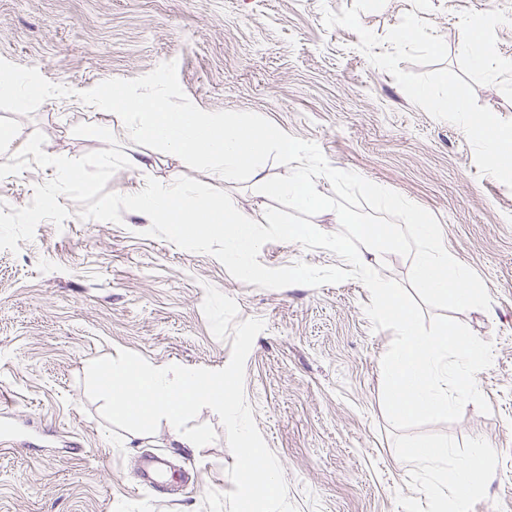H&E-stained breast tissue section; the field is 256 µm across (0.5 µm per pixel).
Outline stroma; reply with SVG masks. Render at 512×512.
I'll list each match as a JSON object with an SVG mask.
<instances>
[{"mask_svg": "<svg viewBox=\"0 0 512 512\" xmlns=\"http://www.w3.org/2000/svg\"><path fill=\"white\" fill-rule=\"evenodd\" d=\"M352 4L0 0V59L73 91L27 116L0 110V128L19 150L37 132L57 157L104 149L102 140L72 132L106 123L77 90L173 61L200 109L254 112L315 142L332 167L432 213L444 245L483 280L489 309L456 318L493 346L492 365L476 376L490 413L470 403L451 424L405 432L389 425L381 360L394 333L373 330L364 311L371 297L360 281L249 285L213 255L147 236L142 214L123 212L118 223L82 219L80 204L63 196L70 212L63 226L42 221L19 252L0 250V424L14 423L22 440L0 450V512H202L208 490H233L227 470L235 459L214 411L202 409L197 420L214 428L215 440L183 448L163 425L146 435L109 424L84 384L92 360L122 349L154 364L226 366L232 342L212 334L202 311L209 285L237 302L239 320L265 323L246 359L244 392L298 512H438L425 493L431 471L401 455L442 440L457 460L472 456L478 440L494 448L492 473L471 489L468 512H512V189L480 174L464 131L413 104L359 50L353 30L324 27L323 8ZM410 11L444 40V67L474 88L479 105L512 119V69L478 71L458 43L464 22L492 11L488 61L512 60V0H386L360 22L383 38ZM153 159L148 170H117L107 191L133 194L147 178L162 182L176 173L224 187L246 211L272 204L254 180L224 186L180 158ZM54 176V168L32 166L0 178V201L25 207L35 186ZM258 260L270 268L341 263L293 242L265 244ZM146 454L166 457L191 485L173 497L136 487L133 470Z\"/></svg>", "mask_w": 512, "mask_h": 512, "instance_id": "1", "label": "stroma"}]
</instances>
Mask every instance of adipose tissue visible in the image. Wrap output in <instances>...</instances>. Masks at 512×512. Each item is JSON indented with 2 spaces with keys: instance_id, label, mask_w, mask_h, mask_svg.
Returning a JSON list of instances; mask_svg holds the SVG:
<instances>
[{
  "instance_id": "adipose-tissue-1",
  "label": "adipose tissue",
  "mask_w": 512,
  "mask_h": 512,
  "mask_svg": "<svg viewBox=\"0 0 512 512\" xmlns=\"http://www.w3.org/2000/svg\"><path fill=\"white\" fill-rule=\"evenodd\" d=\"M363 234L369 242L367 251L346 255L345 260L351 267L367 273L385 264L389 254L399 247L400 240L376 224L365 225ZM449 454L448 443L440 441L428 446H413L406 452L405 458L423 462L433 471V481L428 488L432 499L449 500L452 512H468L466 491L487 475V465L493 451L489 448L481 449L476 460L454 466L448 463Z\"/></svg>"
}]
</instances>
